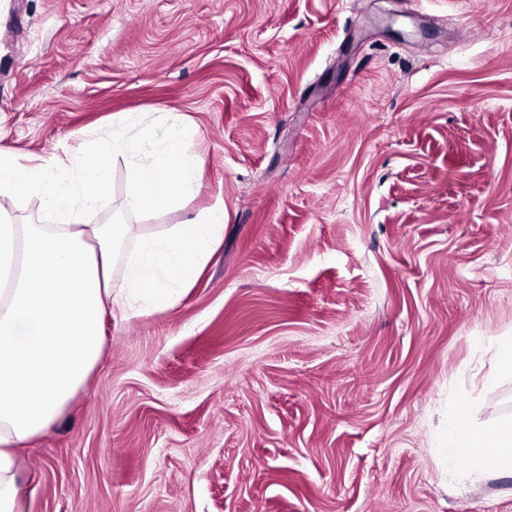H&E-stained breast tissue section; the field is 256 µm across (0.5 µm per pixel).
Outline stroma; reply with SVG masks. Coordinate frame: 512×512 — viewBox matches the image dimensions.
I'll return each instance as SVG.
<instances>
[{
	"mask_svg": "<svg viewBox=\"0 0 512 512\" xmlns=\"http://www.w3.org/2000/svg\"><path fill=\"white\" fill-rule=\"evenodd\" d=\"M172 116L197 189L93 224L224 235L22 452L25 512H512L443 454L512 417V0H0V149L76 175Z\"/></svg>",
	"mask_w": 512,
	"mask_h": 512,
	"instance_id": "35a3bbf8",
	"label": "stroma"
}]
</instances>
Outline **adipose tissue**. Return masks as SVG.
Instances as JSON below:
<instances>
[{"label":"adipose tissue","instance_id":"obj_1","mask_svg":"<svg viewBox=\"0 0 512 512\" xmlns=\"http://www.w3.org/2000/svg\"><path fill=\"white\" fill-rule=\"evenodd\" d=\"M187 132L172 120L146 169L139 135L113 133L111 145L83 154L72 177L55 174L50 160L0 150V194L38 195L53 218L20 225L0 206V512H23L18 453L51 429L101 356L100 317L112 301V262L125 239L137 244L126 260L122 303L157 310L190 286L224 233L220 204L168 239L140 235L131 224L80 221L106 197L115 154L127 162L129 210L155 212L190 195L202 165L184 147ZM447 452L474 474L512 476V421L475 428L463 408H452Z\"/></svg>","mask_w":512,"mask_h":512}]
</instances>
